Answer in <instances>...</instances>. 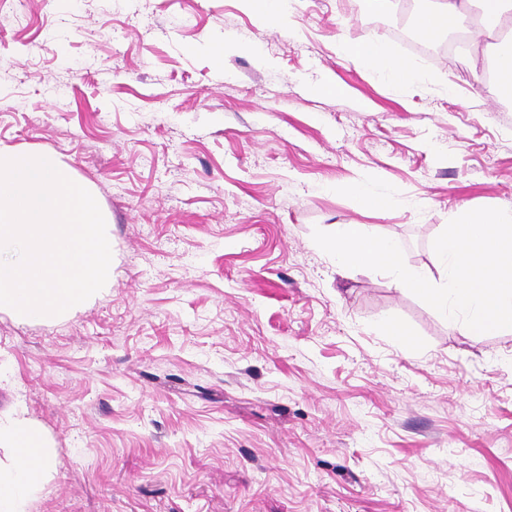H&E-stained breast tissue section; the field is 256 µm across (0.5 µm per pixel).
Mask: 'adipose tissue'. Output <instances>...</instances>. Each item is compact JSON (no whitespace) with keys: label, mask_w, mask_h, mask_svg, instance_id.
<instances>
[{"label":"adipose tissue","mask_w":512,"mask_h":512,"mask_svg":"<svg viewBox=\"0 0 512 512\" xmlns=\"http://www.w3.org/2000/svg\"><path fill=\"white\" fill-rule=\"evenodd\" d=\"M475 4L480 13L471 36L473 52H481L487 38L512 44V0H437L435 6L417 13L415 25L425 34L443 36ZM338 49L356 54L393 85L402 86L416 78L413 66L392 55L381 41L367 40L357 45L342 42ZM0 447L12 451L9 463L0 464V512H28L29 501L50 463L43 439L27 420L0 419Z\"/></svg>","instance_id":"1"}]
</instances>
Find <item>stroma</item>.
Segmentation results:
<instances>
[{"label": "stroma", "mask_w": 512, "mask_h": 512, "mask_svg": "<svg viewBox=\"0 0 512 512\" xmlns=\"http://www.w3.org/2000/svg\"><path fill=\"white\" fill-rule=\"evenodd\" d=\"M424 6L294 0L274 24L245 0H17L0 19V151L91 189L112 251L67 314L0 309V416L51 450L31 512H512V330L470 335L312 239L374 225L440 285L450 215L512 206L496 49L449 56L468 17L408 47ZM365 38L421 78L336 51Z\"/></svg>", "instance_id": "35a3bbf8"}]
</instances>
